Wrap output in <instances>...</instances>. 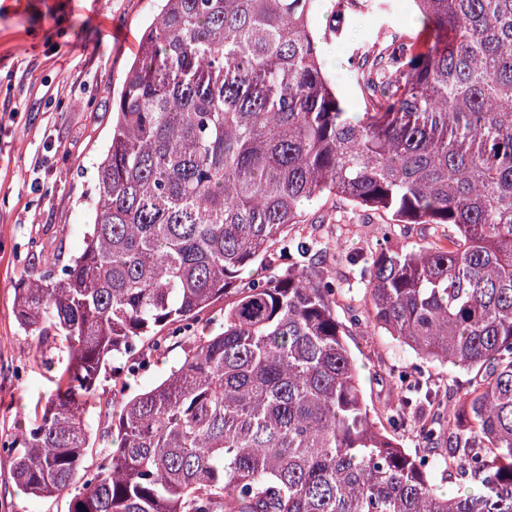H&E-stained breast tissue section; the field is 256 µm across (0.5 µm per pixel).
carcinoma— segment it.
Segmentation results:
<instances>
[{
    "label": "carcinoma",
    "instance_id": "1",
    "mask_svg": "<svg viewBox=\"0 0 512 512\" xmlns=\"http://www.w3.org/2000/svg\"><path fill=\"white\" fill-rule=\"evenodd\" d=\"M164 2L112 100L84 249L16 288L55 392L0 468L68 512H512V0H413L423 45L393 35L350 60L356 118L324 70L318 0ZM369 7L336 0L330 31ZM319 194L448 242L382 236L365 320L346 322L323 249L290 237ZM258 262L268 276L242 282ZM361 323L473 373L452 411L424 394L421 451L374 419L345 339ZM171 341L180 367L131 390ZM420 374L394 376L411 389L392 424ZM95 409L117 447L94 449ZM400 225V229H397V235L391 242L395 246L406 249H419L422 246H427L429 243L436 241L442 234L448 235V228L446 227L435 228L423 224H407L404 228L403 224Z\"/></svg>",
    "mask_w": 512,
    "mask_h": 512
}]
</instances>
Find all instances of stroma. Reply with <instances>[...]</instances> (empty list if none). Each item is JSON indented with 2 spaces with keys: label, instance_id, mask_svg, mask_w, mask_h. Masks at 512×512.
I'll use <instances>...</instances> for the list:
<instances>
[{
  "label": "stroma",
  "instance_id": "1",
  "mask_svg": "<svg viewBox=\"0 0 512 512\" xmlns=\"http://www.w3.org/2000/svg\"><path fill=\"white\" fill-rule=\"evenodd\" d=\"M335 0L312 17L325 70L346 112L365 109L349 57L376 50L397 34L422 38L412 0H379L328 30ZM159 0H0V440L10 439L53 393L51 372L29 356L33 340L14 316L15 288L45 256L68 260L83 247L81 196L94 183L100 148L112 124V100L134 55L142 26ZM296 236L335 241L326 263L345 293L341 308L363 309L358 263L382 235L379 214L339 199L305 203ZM366 400L387 423L398 400L390 371L417 364L388 334L353 329ZM65 499H33L0 470V512H67Z\"/></svg>",
  "mask_w": 512,
  "mask_h": 512
}]
</instances>
